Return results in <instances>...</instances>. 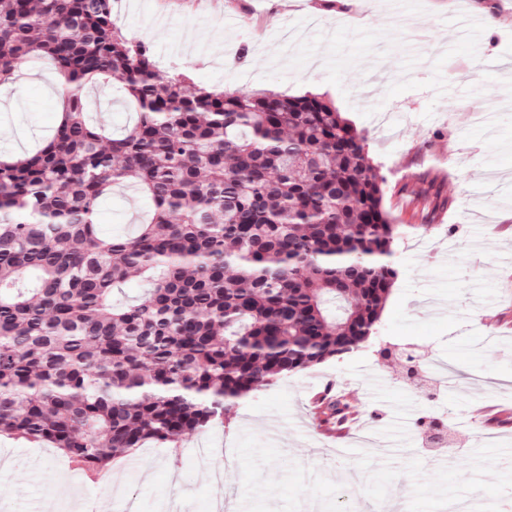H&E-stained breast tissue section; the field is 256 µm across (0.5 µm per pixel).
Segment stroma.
<instances>
[{
	"instance_id": "35a3bbf8",
	"label": "stroma",
	"mask_w": 512,
	"mask_h": 512,
	"mask_svg": "<svg viewBox=\"0 0 512 512\" xmlns=\"http://www.w3.org/2000/svg\"><path fill=\"white\" fill-rule=\"evenodd\" d=\"M114 25L164 72L218 90L316 91L368 136L384 205L406 231L375 334L351 354L240 399L224 418L149 443L110 463L111 483L73 470L64 453L0 437L9 479L0 512H211L212 475L198 448L229 446L224 495L237 512H512V0H124ZM468 11L481 25L461 33ZM50 61L24 62L0 88V157L35 152L62 116ZM88 118L108 134L135 119L118 83L87 91ZM452 199L417 230L426 182ZM148 213L113 188L102 233L135 232ZM342 392L358 429L336 438L312 400Z\"/></svg>"
}]
</instances>
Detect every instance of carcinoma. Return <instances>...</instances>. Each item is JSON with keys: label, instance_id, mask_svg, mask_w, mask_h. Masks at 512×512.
<instances>
[{"label": "carcinoma", "instance_id": "cac0c4a2", "mask_svg": "<svg viewBox=\"0 0 512 512\" xmlns=\"http://www.w3.org/2000/svg\"><path fill=\"white\" fill-rule=\"evenodd\" d=\"M38 57L55 64L64 112L35 153L0 159V434L104 470L369 341L400 225L341 112L163 76L113 28L111 0H0V83ZM101 77L136 112L118 138L86 118ZM116 184L151 208L133 236L98 231ZM418 196L424 219L451 205L433 183ZM133 276L147 296L113 304ZM318 409L328 427L349 411Z\"/></svg>", "mask_w": 512, "mask_h": 512}]
</instances>
